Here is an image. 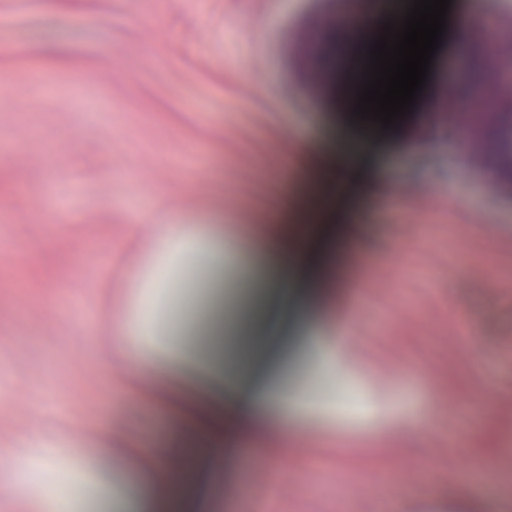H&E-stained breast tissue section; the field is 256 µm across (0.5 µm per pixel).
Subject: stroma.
<instances>
[{
	"mask_svg": "<svg viewBox=\"0 0 512 512\" xmlns=\"http://www.w3.org/2000/svg\"><path fill=\"white\" fill-rule=\"evenodd\" d=\"M485 2L489 30L439 47L429 109L384 130L333 98L329 34L410 0H0V488L22 486L8 512H127L139 476L101 450L111 418L145 448L190 424L132 378L123 321L148 323L153 379L216 406L189 362L219 316L225 366L263 337L309 410L291 440L225 447L197 512H512V467H481L512 459V0ZM356 142L372 146L365 172L318 186L317 165ZM143 210L190 243L158 256ZM219 210L220 268L199 232ZM274 221L328 257L324 301L270 320L239 227ZM342 332L355 342L338 349ZM254 463L297 488L248 487Z\"/></svg>",
	"mask_w": 512,
	"mask_h": 512,
	"instance_id": "1",
	"label": "stroma"
}]
</instances>
